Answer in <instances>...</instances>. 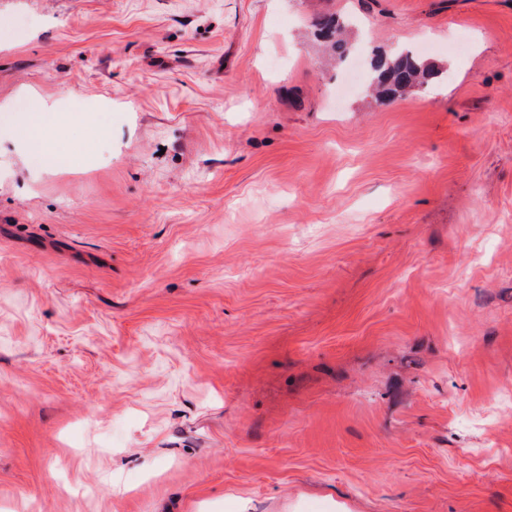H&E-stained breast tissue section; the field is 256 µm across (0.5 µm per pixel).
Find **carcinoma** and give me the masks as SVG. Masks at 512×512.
Wrapping results in <instances>:
<instances>
[{"label":"carcinoma","mask_w":512,"mask_h":512,"mask_svg":"<svg viewBox=\"0 0 512 512\" xmlns=\"http://www.w3.org/2000/svg\"><path fill=\"white\" fill-rule=\"evenodd\" d=\"M315 26L338 59L344 60L351 54V45L344 39L346 25L341 17L323 14L316 18ZM371 69L372 90L376 100L382 103L448 77L442 67L416 56L410 49H395L388 55L374 54Z\"/></svg>","instance_id":"cac0c4a2"}]
</instances>
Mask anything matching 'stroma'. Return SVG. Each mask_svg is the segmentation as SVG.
Returning <instances> with one entry per match:
<instances>
[{"label": "stroma", "instance_id": "35a3bbf8", "mask_svg": "<svg viewBox=\"0 0 512 512\" xmlns=\"http://www.w3.org/2000/svg\"><path fill=\"white\" fill-rule=\"evenodd\" d=\"M21 88L110 122L0 139V512H512V0H0ZM315 26L319 34L328 41L338 60H345L351 54V45L343 37L346 25L341 17L336 14H323L316 18ZM371 69L372 90L382 103L448 78L442 67L416 56L411 49H394L389 55L375 53Z\"/></svg>", "mask_w": 512, "mask_h": 512}]
</instances>
